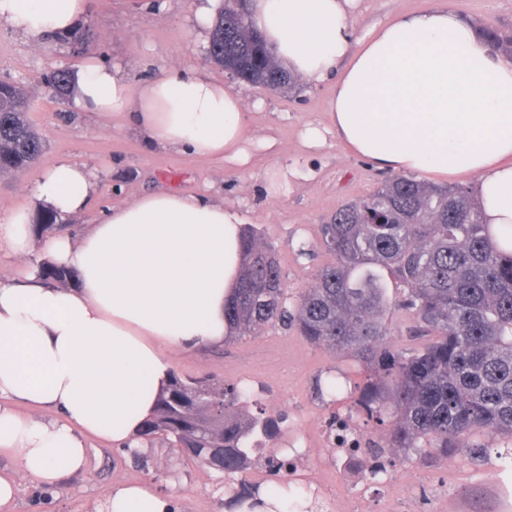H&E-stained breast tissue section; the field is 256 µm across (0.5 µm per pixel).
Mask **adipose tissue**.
<instances>
[{
    "mask_svg": "<svg viewBox=\"0 0 512 512\" xmlns=\"http://www.w3.org/2000/svg\"><path fill=\"white\" fill-rule=\"evenodd\" d=\"M355 0H251L280 67L311 84L334 80L326 127L380 169L436 179L474 178L483 223L512 248V60L457 13L429 9L354 39ZM89 0H0L20 35L69 32ZM83 111L125 115L147 143L241 165L249 140L243 98L202 68L170 66L133 82L119 65L89 61L71 74ZM96 174L59 157L35 179L24 207L0 216V247L19 259L76 271L79 283H45L36 266L0 282V512L22 483L54 488L86 468L85 435L140 444V427L173 370L171 351L223 344L224 305L238 282L242 220L202 195L159 189L110 210L79 243L62 234L33 246L43 212H82ZM30 407L27 415L15 404ZM52 410L54 419L38 414ZM103 512H176L146 484L112 489Z\"/></svg>",
    "mask_w": 512,
    "mask_h": 512,
    "instance_id": "adipose-tissue-1",
    "label": "adipose tissue"
}]
</instances>
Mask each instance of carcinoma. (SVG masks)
Instances as JSON below:
<instances>
[{
    "mask_svg": "<svg viewBox=\"0 0 512 512\" xmlns=\"http://www.w3.org/2000/svg\"><path fill=\"white\" fill-rule=\"evenodd\" d=\"M247 2L224 0L208 58L247 82L273 90L291 84L250 22ZM480 31L512 59V30ZM47 88L69 97V71H51ZM27 112L24 86L0 79V175L30 169L45 148ZM56 222L46 212L31 231L41 237ZM321 234L335 261L291 310L275 251L245 230L240 280L224 308L232 329L224 342L280 323L350 356L364 375L354 405L384 428L377 454L440 448L446 457L462 448L477 460L487 447L472 437L512 439V252H503L481 222L473 190L395 175L329 215ZM40 275L63 287L78 282L74 270L54 264H41ZM390 278L406 290L412 336L423 340L417 348L401 347L387 324ZM276 434V418L251 412L237 385L175 372L142 428L143 440L163 439L222 473L226 492L255 463L257 437Z\"/></svg>",
    "mask_w": 512,
    "mask_h": 512,
    "instance_id": "1",
    "label": "carcinoma"
}]
</instances>
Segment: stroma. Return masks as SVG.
<instances>
[{
	"label": "stroma",
	"mask_w": 512,
	"mask_h": 512,
	"mask_svg": "<svg viewBox=\"0 0 512 512\" xmlns=\"http://www.w3.org/2000/svg\"><path fill=\"white\" fill-rule=\"evenodd\" d=\"M448 2L459 15L477 24L512 29V0H358L352 16L354 38L395 18ZM89 34L73 48L63 41L33 40L0 24V78L22 82L30 99L29 120L48 145L28 171L0 175V213L21 206L35 177L60 155L87 165L99 176L98 191L81 213L58 219L57 233L80 241L103 211L130 203L142 194L166 187L185 194H207L234 206L245 225L278 255L289 299L315 281L318 270L333 260L320 226L341 205L372 193L389 173L352 153L336 137L325 146L307 148V127L327 123L333 81L318 85L295 82L271 90L230 77L211 64L208 40L192 26L191 0H91L88 15L78 23ZM120 62L133 81L156 75L169 65L199 66L246 102L253 139L250 161L239 167L224 161L148 146L120 116L98 117L73 102H59L45 88L43 76L57 68L72 69L86 59ZM270 135L277 151L260 139ZM291 168L289 180L277 181L278 166ZM173 369L183 376H212L246 389L251 403L261 404L279 419L278 440L267 441L247 479L274 495L282 506L308 496L307 482L328 486L357 500L360 512H512V465L499 458L507 438L488 440L483 460L471 461L458 448L446 459L385 449L374 443L382 433L375 423L356 414L351 390L361 382L357 363L346 354L317 348L295 328L270 326L260 335L234 343L178 351ZM335 393H328V383ZM349 421L361 441L357 455L364 466L345 469L316 447L332 418ZM288 446V460L301 481L273 475L269 457ZM84 473L63 479L50 490L22 486L12 512H96V506L117 485L147 483L174 493L179 512H233L219 504L224 479L162 440L142 446L139 457L111 443L89 437Z\"/></svg>",
	"instance_id": "1"
}]
</instances>
